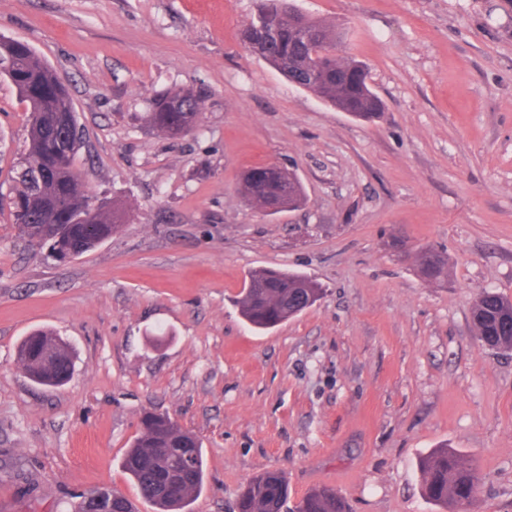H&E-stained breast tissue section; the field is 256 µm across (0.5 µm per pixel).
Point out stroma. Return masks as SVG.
I'll list each match as a JSON object with an SVG mask.
<instances>
[{"label":"stroma","instance_id":"1","mask_svg":"<svg viewBox=\"0 0 512 512\" xmlns=\"http://www.w3.org/2000/svg\"><path fill=\"white\" fill-rule=\"evenodd\" d=\"M260 0H0V36L68 85L90 194L128 222L60 262L8 206L28 111L0 78V512H75L107 486L138 512L121 461L144 412L195 433L190 512H236L280 470L288 508L327 486L350 512H447L420 458L476 461V512H512V354L481 346L475 300L512 298V0H297L343 28L383 110L369 121L289 82L242 41ZM202 94L180 140L146 123L157 93ZM296 171L307 203L264 215L249 168ZM435 251L447 274L423 279ZM258 268L304 275L320 300L257 332L237 298ZM54 332L70 381L33 384L18 345Z\"/></svg>","mask_w":512,"mask_h":512}]
</instances>
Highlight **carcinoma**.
Returning <instances> with one entry per match:
<instances>
[{"label":"carcinoma","instance_id":"1","mask_svg":"<svg viewBox=\"0 0 512 512\" xmlns=\"http://www.w3.org/2000/svg\"><path fill=\"white\" fill-rule=\"evenodd\" d=\"M263 15H255L242 31L252 48L291 83L313 92L336 109L360 120H369L382 104L365 80L356 77L364 65L355 57L338 53L344 32L306 14L295 0H264ZM0 56L11 67L0 69L23 101L34 110L30 115L29 144L16 165L12 200L24 211L11 209L16 225L40 226L58 216L65 242L62 247L76 258L94 249L123 227L126 211L105 201L91 203L83 179L75 176V159L81 148L79 125L68 89L49 64L29 45L0 39ZM200 92L191 89L160 93L150 101L148 120L159 134L169 138L174 127L197 123ZM74 145L70 152L47 153L51 134ZM243 199L251 208L267 213L280 205L291 209L305 203L297 176L271 166L254 167L242 178ZM418 270L426 280H438L446 260L437 253L421 256ZM322 288L304 275L269 269L249 273L238 299L243 318L256 329L273 328L319 299ZM476 336L492 340V349L512 352V300L486 291L472 308ZM63 346L52 334L37 330L20 343L18 357L25 375L45 387H59L71 377L72 365L40 373V357L47 346ZM122 466L142 497L157 512H181L201 491L204 454L197 436L164 415H152L125 454ZM422 494L436 505L474 504L480 474L471 460L446 448L420 461ZM288 499V483L281 472L266 471L252 479L240 495V512H282ZM297 512H348L345 500L328 487L310 490Z\"/></svg>","mask_w":512,"mask_h":512}]
</instances>
